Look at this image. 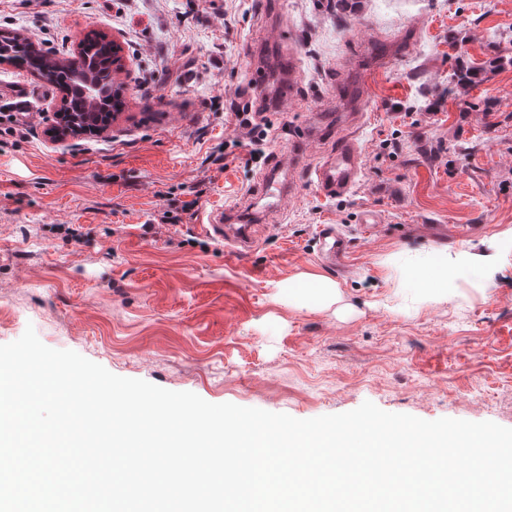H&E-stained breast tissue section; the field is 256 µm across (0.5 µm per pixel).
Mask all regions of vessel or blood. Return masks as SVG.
<instances>
[{"mask_svg":"<svg viewBox=\"0 0 512 512\" xmlns=\"http://www.w3.org/2000/svg\"><path fill=\"white\" fill-rule=\"evenodd\" d=\"M361 170V155L356 141L340 137L335 147L313 170V177L322 195L330 198L347 196L355 185ZM203 229L216 238L224 239L236 251L252 250L255 234L250 226L224 223L222 216L211 215L202 223ZM321 254L330 268H341L350 252L349 241L339 234L334 225L320 227Z\"/></svg>","mask_w":512,"mask_h":512,"instance_id":"1","label":"vessel or blood"}]
</instances>
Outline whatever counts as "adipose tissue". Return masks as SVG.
Listing matches in <instances>:
<instances>
[{"label": "adipose tissue", "mask_w": 512, "mask_h": 512, "mask_svg": "<svg viewBox=\"0 0 512 512\" xmlns=\"http://www.w3.org/2000/svg\"><path fill=\"white\" fill-rule=\"evenodd\" d=\"M467 273L475 277L483 276L485 267L477 256L462 253L455 258L444 256H426L417 259L414 268L408 274L407 282L423 297L444 302L451 295L449 280L459 274Z\"/></svg>", "instance_id": "obj_1"}]
</instances>
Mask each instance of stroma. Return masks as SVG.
<instances>
[{
  "label": "stroma",
  "mask_w": 512,
  "mask_h": 512,
  "mask_svg": "<svg viewBox=\"0 0 512 512\" xmlns=\"http://www.w3.org/2000/svg\"><path fill=\"white\" fill-rule=\"evenodd\" d=\"M346 16L336 0H0V28L58 57L95 30L124 60L111 127L60 141L58 91L0 67V344L31 326L115 375L297 419L369 401L512 428V0H348ZM499 55L449 93L459 65ZM255 98L261 164L232 116ZM347 132L359 181L328 199L311 171ZM268 177L292 186L271 213ZM219 211L258 226L257 248L197 233ZM323 224L350 242L341 272L317 257ZM463 251L489 279L456 278L444 303L407 290L415 257ZM305 275L335 282L340 310L283 304Z\"/></svg>",
  "instance_id": "35a3bbf8"
}]
</instances>
